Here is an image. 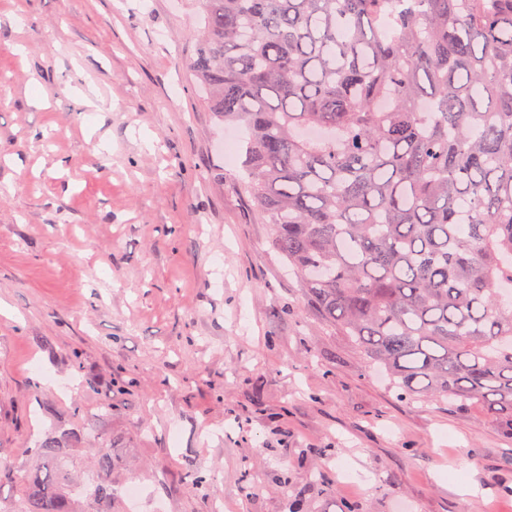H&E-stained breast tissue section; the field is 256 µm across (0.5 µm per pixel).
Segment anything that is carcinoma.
Listing matches in <instances>:
<instances>
[{"label":"carcinoma","mask_w":512,"mask_h":512,"mask_svg":"<svg viewBox=\"0 0 512 512\" xmlns=\"http://www.w3.org/2000/svg\"><path fill=\"white\" fill-rule=\"evenodd\" d=\"M197 3L190 70L314 314L401 397L512 422V0ZM31 454L7 512H72L58 438Z\"/></svg>","instance_id":"obj_1"}]
</instances>
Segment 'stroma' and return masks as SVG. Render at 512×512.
<instances>
[{
	"label": "stroma",
	"mask_w": 512,
	"mask_h": 512,
	"mask_svg": "<svg viewBox=\"0 0 512 512\" xmlns=\"http://www.w3.org/2000/svg\"><path fill=\"white\" fill-rule=\"evenodd\" d=\"M200 25L0 0V512L55 429L77 476L111 444L97 512H512V432L400 398L306 310L195 86ZM87 451H93L97 457L94 467L98 475L101 478H108L112 474V467L115 465L111 445L102 440L98 443L97 448H88Z\"/></svg>",
	"instance_id": "35a3bbf8"
}]
</instances>
